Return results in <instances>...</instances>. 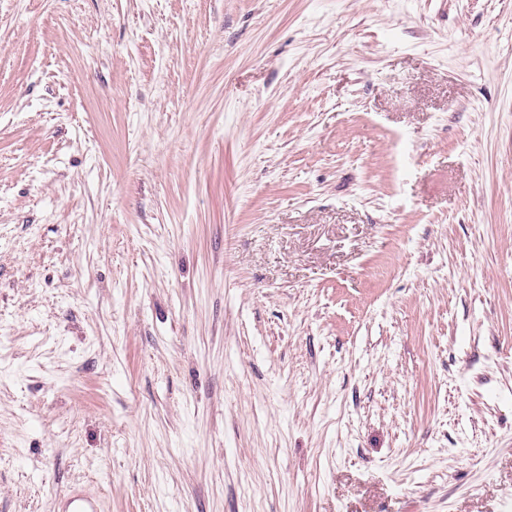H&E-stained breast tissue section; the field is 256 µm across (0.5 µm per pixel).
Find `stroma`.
Listing matches in <instances>:
<instances>
[{
    "mask_svg": "<svg viewBox=\"0 0 512 512\" xmlns=\"http://www.w3.org/2000/svg\"><path fill=\"white\" fill-rule=\"evenodd\" d=\"M512 512V0H0V512ZM60 512H100L96 500L79 489L67 492L61 500Z\"/></svg>",
    "mask_w": 512,
    "mask_h": 512,
    "instance_id": "stroma-1",
    "label": "stroma"
}]
</instances>
